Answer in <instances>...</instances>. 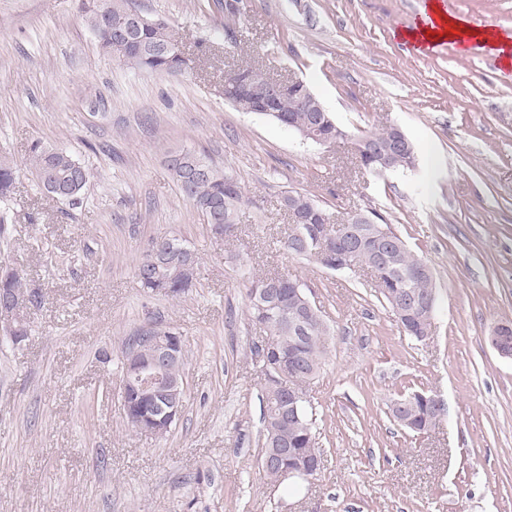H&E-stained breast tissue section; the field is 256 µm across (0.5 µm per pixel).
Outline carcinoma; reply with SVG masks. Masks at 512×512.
I'll return each mask as SVG.
<instances>
[{
	"label": "carcinoma",
	"mask_w": 512,
	"mask_h": 512,
	"mask_svg": "<svg viewBox=\"0 0 512 512\" xmlns=\"http://www.w3.org/2000/svg\"><path fill=\"white\" fill-rule=\"evenodd\" d=\"M86 22L95 34L100 48L109 51L112 44V29L109 23L100 19L94 13H86ZM136 41L143 46L175 45L179 42L176 31L165 21L140 28L135 33ZM123 64L140 70L152 72H174L176 65L170 54L164 51L141 53L132 49L120 57ZM243 76L251 79L256 86L263 84L262 75L254 72L250 67L240 66L227 71L226 78L229 82L236 81V77ZM320 100L311 92L304 89V92L294 106H289V100H284L278 112H264L262 116L304 135L311 128H316L320 135L332 134L339 139L343 133L336 132V120L327 111L320 112ZM391 133L383 128L361 136L355 143L356 155L360 164L370 170L376 171V166L370 156V146L383 144L388 141ZM186 163L168 162V169L173 179L179 186L184 199L189 202L201 215L204 224L214 235H230L237 224H239L242 208L252 203L245 192V189L226 190L224 183L231 172L219 167L212 161H208L190 151L185 152ZM75 159L67 152L61 153L54 148L45 147L36 142L32 145L31 154L27 166L36 177L38 183L45 187V192L54 198L66 202L72 206L81 203L82 195L89 182L90 175L83 176L80 181L71 185L66 190L59 192L48 188V184H66L71 179L72 167ZM16 175L15 162L0 155V198L7 197L12 192ZM281 200L292 205L296 213L305 217V234L302 237L288 234L284 241V248L290 255L308 258L310 251L316 247V236L311 233V227L322 224L321 215L325 212L315 196L308 192H293L291 196H281ZM378 216L372 215V221L367 223H352L350 227L365 243L370 244L377 238L384 235L390 238L392 250L389 258L380 263L376 255L370 249L361 256V261L366 264H374L377 267L378 280L382 288L378 289L383 303L391 312H396L397 303L394 294L400 288H409L423 296L432 287L428 278H415L407 280L404 273L416 267L422 260V256L411 250L406 242L392 229L389 224L377 222ZM169 249L170 261L177 264L180 262L182 251L188 247L178 239L169 242L164 238L157 239L151 249L143 256L136 266V271L161 272L163 277L172 275L174 268H156L152 264L154 252L157 250ZM297 277L285 272L278 284V302L284 312L283 316H269L263 313L255 300L266 288L269 287L271 278L251 277L248 279L249 286L246 288L247 309L246 316L253 324L262 327L267 334L278 337V351L270 354V363L276 368L283 363H288V358L295 357L301 361V366L293 373L290 384L297 387H305L316 377L322 368L323 361L327 354L328 340L331 331L321 313L309 317L305 322V330L299 332L289 326L288 318L300 311L298 301L292 293L291 282ZM194 282L189 278L177 277L170 285L154 283L146 285L152 293L165 297L177 298L193 287ZM288 384V385H290ZM288 385L276 386L265 384L264 398L265 410L263 413L264 428V450L275 447L281 441L291 443L295 455L302 458L321 457V449L317 447L316 429V408L308 404L307 410L299 419L288 422L281 418L282 408L285 406L284 395L288 393ZM407 400L406 414L412 418L411 424L401 422L394 413L389 416L400 427L413 432L422 433L427 430L428 409L423 398L419 395L413 397L404 396Z\"/></svg>",
	"instance_id": "cac0c4a2"
}]
</instances>
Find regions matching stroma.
<instances>
[{"mask_svg": "<svg viewBox=\"0 0 512 512\" xmlns=\"http://www.w3.org/2000/svg\"><path fill=\"white\" fill-rule=\"evenodd\" d=\"M425 0H133L169 23L199 62L139 72L104 54L81 0H0V154L34 142L90 172L80 204L20 172L0 213V265L41 288L31 334L0 337V512H512V360L489 342L512 321V68L486 45L412 50L395 36ZM472 26L512 30V0H442ZM252 65L304 80L344 132L331 147L224 99L226 71ZM399 125L417 162L373 174L357 136ZM191 150L228 168L251 205L213 236L167 169ZM337 217L377 212L429 264L432 334L406 336L365 273L288 255L284 192ZM198 254L195 288H142L152 241ZM290 271L333 329L309 386L321 468L273 483L261 469L264 338L246 283ZM170 327L185 342L184 406L162 438L133 431L121 397L125 344ZM438 396L445 417L415 436L390 400Z\"/></svg>", "mask_w": 512, "mask_h": 512, "instance_id": "35a3bbf8", "label": "stroma"}]
</instances>
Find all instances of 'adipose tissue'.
<instances>
[{
    "label": "adipose tissue",
    "mask_w": 512,
    "mask_h": 512,
    "mask_svg": "<svg viewBox=\"0 0 512 512\" xmlns=\"http://www.w3.org/2000/svg\"><path fill=\"white\" fill-rule=\"evenodd\" d=\"M397 36L418 47L445 40L464 47L475 40L494 48L503 66L512 65V31L473 27L465 19L448 14L441 0H426L421 21L415 27L399 30Z\"/></svg>",
    "instance_id": "1"
}]
</instances>
